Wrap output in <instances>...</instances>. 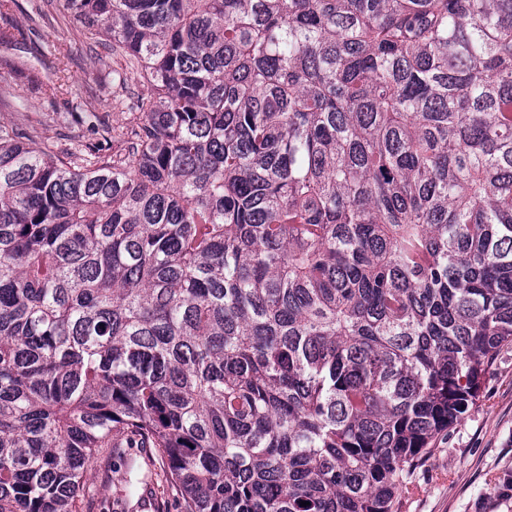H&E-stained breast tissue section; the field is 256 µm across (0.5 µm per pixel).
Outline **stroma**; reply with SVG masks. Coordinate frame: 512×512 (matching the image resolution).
I'll return each mask as SVG.
<instances>
[{
    "instance_id": "1",
    "label": "stroma",
    "mask_w": 512,
    "mask_h": 512,
    "mask_svg": "<svg viewBox=\"0 0 512 512\" xmlns=\"http://www.w3.org/2000/svg\"><path fill=\"white\" fill-rule=\"evenodd\" d=\"M0 25L17 35L0 48V121L64 157L84 154L109 127L111 151H122L120 132L149 89L140 69L90 36L65 0H15ZM138 456L127 447L97 455L77 512H180L160 462L149 464L150 484L128 474ZM399 512H512V345L493 362L475 405L436 440Z\"/></svg>"
}]
</instances>
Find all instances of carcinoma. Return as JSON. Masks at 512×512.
Instances as JSON below:
<instances>
[{
    "label": "carcinoma",
    "mask_w": 512,
    "mask_h": 512,
    "mask_svg": "<svg viewBox=\"0 0 512 512\" xmlns=\"http://www.w3.org/2000/svg\"><path fill=\"white\" fill-rule=\"evenodd\" d=\"M67 3L150 93L0 122V512L118 435L182 512H395L512 342V0Z\"/></svg>",
    "instance_id": "obj_1"
}]
</instances>
